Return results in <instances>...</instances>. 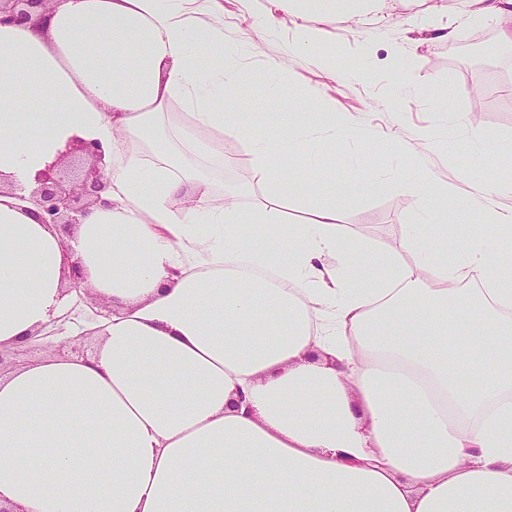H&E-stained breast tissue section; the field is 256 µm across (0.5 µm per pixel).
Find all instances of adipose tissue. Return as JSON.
I'll list each match as a JSON object with an SVG mask.
<instances>
[{"mask_svg": "<svg viewBox=\"0 0 512 512\" xmlns=\"http://www.w3.org/2000/svg\"><path fill=\"white\" fill-rule=\"evenodd\" d=\"M285 68L248 71L224 0H55L0 26V345L50 330L72 284L112 307L94 355L0 375V502L512 512V207L485 208L453 251L427 207L467 213L512 180L467 198L427 171L395 181L428 221L393 251L338 224L340 198L288 223L281 157L314 156L360 119L328 112L284 135ZM245 82L263 96L240 99ZM228 135L255 165L226 197L204 166ZM78 139L101 145L104 187L64 240L15 190Z\"/></svg>", "mask_w": 512, "mask_h": 512, "instance_id": "1", "label": "adipose tissue"}]
</instances>
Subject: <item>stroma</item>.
Here are the masks:
<instances>
[{
    "instance_id": "obj_1",
    "label": "stroma",
    "mask_w": 512,
    "mask_h": 512,
    "mask_svg": "<svg viewBox=\"0 0 512 512\" xmlns=\"http://www.w3.org/2000/svg\"><path fill=\"white\" fill-rule=\"evenodd\" d=\"M264 0H224V36L249 50L252 70L287 57L286 90L278 111L298 121L317 119V107H302L303 91L319 86L333 112H357L361 134L330 144L322 155L320 200L346 199L338 221L381 249L399 245L402 225L420 214L412 198L390 188H372L375 173L391 179L429 168L462 187L512 178V45L480 14L462 16L463 0H386L382 9L340 19L279 14L276 31L261 24ZM323 25L316 53L287 55L299 25ZM333 56L335 68L320 70L315 54ZM483 95H474L476 87ZM431 129L434 144L418 137ZM484 150L477 169L466 165L471 133ZM254 157L238 140L224 139V167L213 172L216 188L238 186L251 174Z\"/></svg>"
}]
</instances>
